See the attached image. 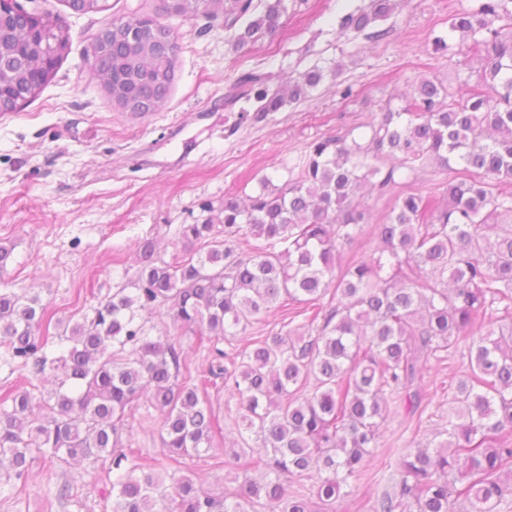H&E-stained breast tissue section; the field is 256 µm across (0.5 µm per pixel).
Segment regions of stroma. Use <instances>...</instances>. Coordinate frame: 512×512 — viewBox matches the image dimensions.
<instances>
[{"label": "stroma", "instance_id": "1", "mask_svg": "<svg viewBox=\"0 0 512 512\" xmlns=\"http://www.w3.org/2000/svg\"><path fill=\"white\" fill-rule=\"evenodd\" d=\"M17 2L61 17L71 50L34 101L0 113V245L11 251L0 287L37 288L66 319H81L113 288L133 284L144 239H154L165 260L181 256L180 225L205 219V207H220L226 195L255 193L262 176L281 183L310 142L348 131L363 136L382 106L410 103L422 79L453 91L476 80L470 54L433 45L471 0H401L376 22L388 32L376 42L339 32L341 17L370 0H285L278 30L244 50L222 20L169 17L181 44L175 79L164 107L139 119L92 78L86 50L112 20L141 4L157 12L161 0H108L107 11L90 14L66 0ZM314 68L324 79L303 102L243 116L225 101L243 75H265L276 91ZM467 366L459 355L428 363L421 416L391 405L377 448L336 512H371L376 496L392 491L402 454L446 425L448 381L464 377ZM160 423L156 409L142 407L123 440L143 457L159 456ZM180 471L208 477L216 494L237 488L235 470L211 458L185 459ZM111 479L102 458L61 466L38 456L26 480H9L0 512H109Z\"/></svg>", "mask_w": 512, "mask_h": 512}]
</instances>
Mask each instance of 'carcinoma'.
<instances>
[{
  "label": "carcinoma",
  "instance_id": "obj_1",
  "mask_svg": "<svg viewBox=\"0 0 512 512\" xmlns=\"http://www.w3.org/2000/svg\"><path fill=\"white\" fill-rule=\"evenodd\" d=\"M259 2L260 12L253 0H183L179 16L224 18L242 50L275 33L285 10V0ZM395 7L371 0L370 10L341 18L340 32H363ZM38 24L42 42L30 38ZM112 26L135 30L134 38L113 35L111 51L92 55V77H112L122 110L158 111L175 77L177 34L136 11ZM448 34L476 58L481 88L454 93L424 79L414 111L386 108L368 125V140L347 132L312 142L282 183L264 176L247 199L225 196L221 224L181 225L180 260H163L144 240L134 291L112 289L73 323L38 292L1 288L0 364L12 372L30 365L38 375L49 368L59 383L37 413L27 388L0 396V468L7 463L22 479L36 454L59 463L105 454L111 512H258L263 499L269 512H313L293 485L315 470L321 512H334L377 447L386 394H402L415 414L430 359L461 351L469 368L448 381L441 440L408 450L396 491L373 509L497 512L512 495V194L500 189L512 180V0H473L451 16ZM69 48L59 17L14 5L0 27V83L10 92L0 112L36 98L51 79L44 56L60 61ZM322 78L313 69L288 94L271 95L265 77L250 74L228 101L276 112L306 99ZM428 162L448 170L443 195L402 192L372 225L377 247L341 263L370 221L360 192L371 186L383 195ZM243 237L260 241L246 258L234 256ZM272 307L302 324L252 348H223ZM156 312L207 349L200 381L175 338L151 335L144 314ZM218 378L231 382L241 426L264 448L256 454L243 438L224 449L238 482L231 500L189 476L163 475L186 456L219 451L220 417L208 397ZM142 399L162 414L159 458H143L123 440Z\"/></svg>",
  "mask_w": 512,
  "mask_h": 512
}]
</instances>
